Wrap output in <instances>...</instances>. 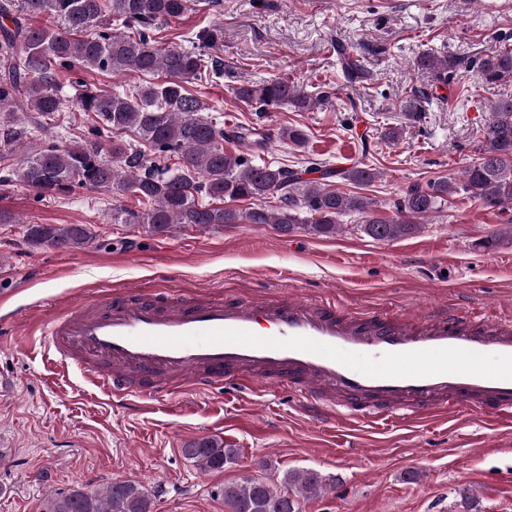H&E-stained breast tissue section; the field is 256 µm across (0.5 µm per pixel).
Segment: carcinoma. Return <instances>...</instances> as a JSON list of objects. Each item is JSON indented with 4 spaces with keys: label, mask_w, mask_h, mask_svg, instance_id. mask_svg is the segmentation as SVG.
<instances>
[{
    "label": "carcinoma",
    "mask_w": 512,
    "mask_h": 512,
    "mask_svg": "<svg viewBox=\"0 0 512 512\" xmlns=\"http://www.w3.org/2000/svg\"><path fill=\"white\" fill-rule=\"evenodd\" d=\"M188 8L189 0H0V156L21 155L0 168V182L19 183L38 198H65L80 190L129 194L139 209L112 205V223L140 226L153 235L176 227L270 224L286 235L303 229L329 237L341 227V217L353 214L365 235L393 241L417 232L420 219L460 191L488 208L512 204V96L495 101L478 161L464 171V182L448 178L410 185L394 203V218L379 216L374 199L334 187L337 179L358 186L374 182L379 171L362 159L336 169L264 162L267 139L261 129L224 128L211 116L215 107L190 88L203 77H220L217 61L207 53L220 30L196 31L190 49L156 44L154 21L179 19ZM44 16L55 24H32ZM336 54L349 82L365 80L346 47L336 45ZM417 65L440 83L454 79L456 63L446 57L423 54ZM77 66L114 77L134 71L148 80L128 91L73 79L87 124L77 126L78 135L66 143L55 134L64 97L58 76ZM472 66L487 84L512 81L508 51L478 56ZM234 95L259 112L316 105L282 77L237 87ZM123 133L137 143L121 140ZM278 138L301 148L307 134L284 126ZM226 142L245 144L250 154L230 152ZM226 199L248 200L251 206L226 208ZM24 237L33 248L69 250L87 246L96 234L88 224H27ZM183 453L204 473L234 465L238 456L237 449L207 437L185 443ZM327 487L317 471H287L276 481L228 482L221 495L229 512H299L296 496H317ZM151 507L140 482L116 479L96 494L74 488L49 495L40 512H152Z\"/></svg>",
    "instance_id": "cac0c4a2"
}]
</instances>
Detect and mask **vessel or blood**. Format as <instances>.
<instances>
[{
  "mask_svg": "<svg viewBox=\"0 0 512 512\" xmlns=\"http://www.w3.org/2000/svg\"><path fill=\"white\" fill-rule=\"evenodd\" d=\"M43 339L47 362L128 410L231 383L288 388L317 421L466 407L512 425V321L444 305L384 318L312 298L130 288L57 312Z\"/></svg>",
  "mask_w": 512,
  "mask_h": 512,
  "instance_id": "obj_1",
  "label": "vessel or blood"
}]
</instances>
